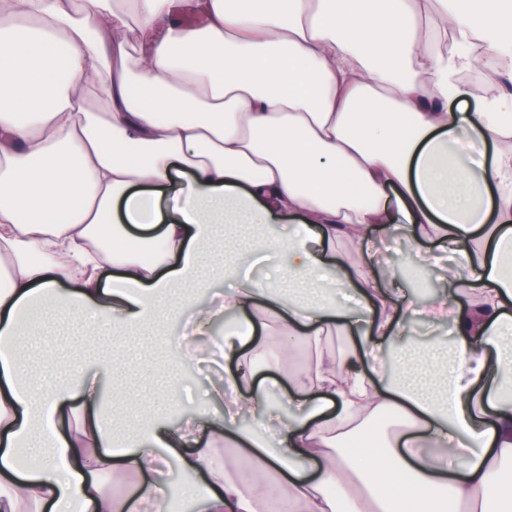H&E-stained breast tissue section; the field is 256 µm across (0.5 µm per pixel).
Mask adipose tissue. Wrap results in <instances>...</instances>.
<instances>
[{
	"label": "adipose tissue",
	"mask_w": 512,
	"mask_h": 512,
	"mask_svg": "<svg viewBox=\"0 0 512 512\" xmlns=\"http://www.w3.org/2000/svg\"><path fill=\"white\" fill-rule=\"evenodd\" d=\"M462 2L0 0V512H159L125 479L176 456L201 512H512V0ZM480 50L501 59L490 97L461 81ZM229 220L287 266L233 272L190 335L159 327L189 363L234 314L211 411L120 442L96 372L29 381L36 312L93 331L177 315ZM374 230L464 252L465 274L415 304L369 259ZM270 315L307 358L288 415L254 377ZM417 320L450 324L447 357L403 350ZM384 414L401 431L352 447Z\"/></svg>",
	"instance_id": "1"
}]
</instances>
